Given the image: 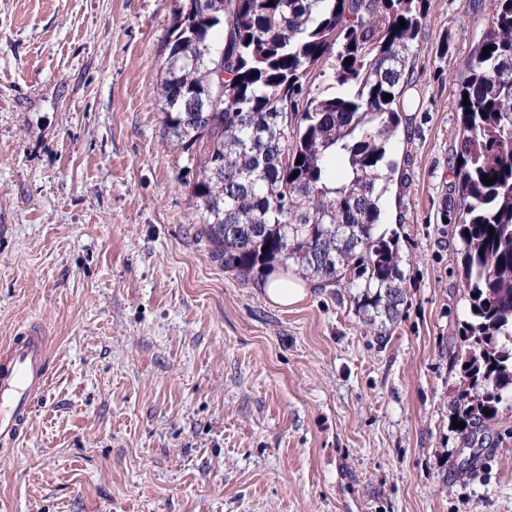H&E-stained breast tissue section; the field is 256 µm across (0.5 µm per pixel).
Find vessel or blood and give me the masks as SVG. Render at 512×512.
<instances>
[{
	"label": "vessel or blood",
	"mask_w": 512,
	"mask_h": 512,
	"mask_svg": "<svg viewBox=\"0 0 512 512\" xmlns=\"http://www.w3.org/2000/svg\"><path fill=\"white\" fill-rule=\"evenodd\" d=\"M46 338L35 329L0 344V442L15 444L26 432L33 402L49 383Z\"/></svg>",
	"instance_id": "vessel-or-blood-1"
}]
</instances>
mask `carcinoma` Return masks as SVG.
Masks as SVG:
<instances>
[{
	"instance_id": "cac0c4a2",
	"label": "carcinoma",
	"mask_w": 512,
	"mask_h": 512,
	"mask_svg": "<svg viewBox=\"0 0 512 512\" xmlns=\"http://www.w3.org/2000/svg\"><path fill=\"white\" fill-rule=\"evenodd\" d=\"M211 2L174 0L161 48L163 124L193 172L211 256L243 276L277 262L343 281L363 289L371 321H394L402 274L380 202L427 0ZM490 2L493 25L462 83L469 104L457 105L455 224L472 319L455 415L467 430L512 403V0Z\"/></svg>"
}]
</instances>
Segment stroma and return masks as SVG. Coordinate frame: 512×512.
Segmentation results:
<instances>
[{"label": "stroma", "mask_w": 512, "mask_h": 512, "mask_svg": "<svg viewBox=\"0 0 512 512\" xmlns=\"http://www.w3.org/2000/svg\"><path fill=\"white\" fill-rule=\"evenodd\" d=\"M489 0H427L383 201L404 301L305 280L270 303L202 239L166 145L170 0H0V343L51 365L0 451V512H512V409L453 427L469 321L456 110Z\"/></svg>", "instance_id": "obj_1"}]
</instances>
